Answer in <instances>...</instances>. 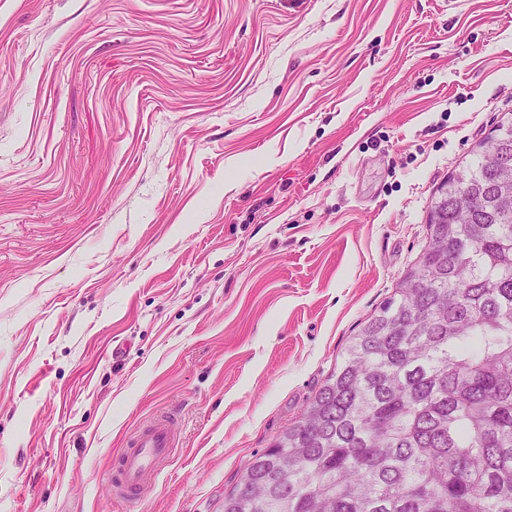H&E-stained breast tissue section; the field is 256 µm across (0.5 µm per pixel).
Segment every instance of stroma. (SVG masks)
<instances>
[{
  "label": "stroma",
  "instance_id": "stroma-1",
  "mask_svg": "<svg viewBox=\"0 0 512 512\" xmlns=\"http://www.w3.org/2000/svg\"><path fill=\"white\" fill-rule=\"evenodd\" d=\"M510 117L512 0H0V512H224ZM180 444L177 417L169 412L153 415L127 437L114 465L111 486L115 495L138 504L147 481L169 462Z\"/></svg>",
  "mask_w": 512,
  "mask_h": 512
}]
</instances>
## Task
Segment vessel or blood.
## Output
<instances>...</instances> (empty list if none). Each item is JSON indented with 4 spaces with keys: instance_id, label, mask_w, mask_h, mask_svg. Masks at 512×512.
<instances>
[{
    "instance_id": "1",
    "label": "vessel or blood",
    "mask_w": 512,
    "mask_h": 512,
    "mask_svg": "<svg viewBox=\"0 0 512 512\" xmlns=\"http://www.w3.org/2000/svg\"><path fill=\"white\" fill-rule=\"evenodd\" d=\"M179 444L174 414L165 412L144 421L128 435L112 470L114 494L127 503L137 504L147 481L163 470Z\"/></svg>"
}]
</instances>
